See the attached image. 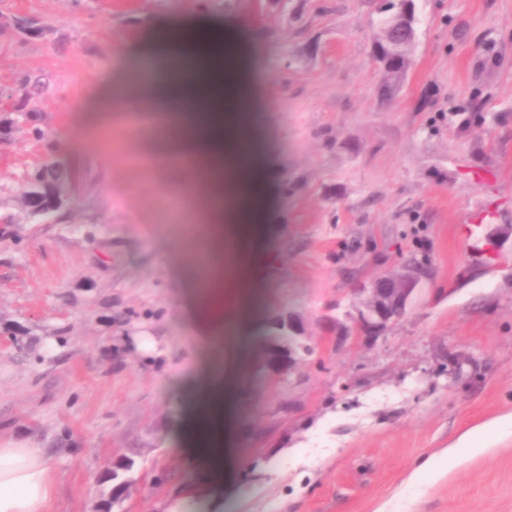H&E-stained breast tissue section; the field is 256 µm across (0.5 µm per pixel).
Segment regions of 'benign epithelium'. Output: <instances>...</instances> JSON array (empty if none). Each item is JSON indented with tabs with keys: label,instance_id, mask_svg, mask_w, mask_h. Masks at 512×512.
Here are the masks:
<instances>
[{
	"label": "benign epithelium",
	"instance_id": "7a95c632",
	"mask_svg": "<svg viewBox=\"0 0 512 512\" xmlns=\"http://www.w3.org/2000/svg\"><path fill=\"white\" fill-rule=\"evenodd\" d=\"M393 30L403 34V39L415 37V26L411 14L403 11L395 17ZM423 273V266L409 261L402 271L374 279L366 292L369 299L365 308L358 312L355 334L373 339L384 334L401 319L410 306L415 287ZM271 323L288 336V344L297 343L305 335L300 318L292 315H278ZM257 366L263 372L282 373L297 361L293 351H284L281 346L259 344L255 348Z\"/></svg>",
	"mask_w": 512,
	"mask_h": 512
}]
</instances>
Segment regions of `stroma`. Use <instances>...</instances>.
Segmentation results:
<instances>
[{
	"label": "stroma",
	"mask_w": 512,
	"mask_h": 512,
	"mask_svg": "<svg viewBox=\"0 0 512 512\" xmlns=\"http://www.w3.org/2000/svg\"><path fill=\"white\" fill-rule=\"evenodd\" d=\"M414 3L413 65L383 102L378 0H0V441L43 450L50 512L179 497L202 473L173 433L183 383L283 309L315 353L241 372L224 512H512V433L488 428L512 414V0ZM164 23H219L254 52L266 252L249 320L220 343L198 318L205 242L174 213L185 173L142 164L162 152L141 121L155 104L100 109ZM50 163L70 179L34 217L29 177ZM412 259L407 314L354 336L361 287ZM471 433L478 451L449 468Z\"/></svg>",
	"instance_id": "stroma-1"
}]
</instances>
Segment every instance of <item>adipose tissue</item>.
<instances>
[{
  "mask_svg": "<svg viewBox=\"0 0 512 512\" xmlns=\"http://www.w3.org/2000/svg\"><path fill=\"white\" fill-rule=\"evenodd\" d=\"M178 34L175 28L156 33V75L148 91L167 107L160 123L176 130L164 147L187 172L180 198L188 202L207 192L209 206L198 219L210 224L214 240L224 244L196 276L204 296L199 317L220 339L227 320L243 321L249 312L264 248L259 220L266 207L265 172L253 162L259 144L249 131L248 115L254 97L253 53L217 25L194 32L195 56L181 48ZM249 358L248 348H239L235 367L221 376L205 367L202 379L192 384L196 410L178 433L194 452L220 459L233 455L235 436L224 429L223 419L233 414L237 367ZM52 495L51 469L41 449L0 444V512H48ZM190 502L201 512H222L219 476L206 473L165 512H185Z\"/></svg>",
  "mask_w": 512,
  "mask_h": 512,
  "instance_id": "1",
  "label": "adipose tissue"
}]
</instances>
